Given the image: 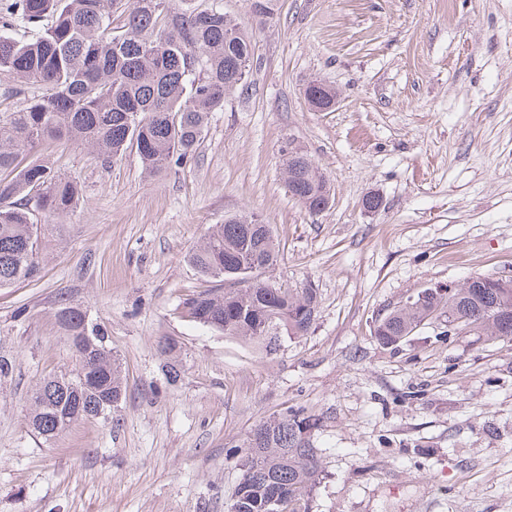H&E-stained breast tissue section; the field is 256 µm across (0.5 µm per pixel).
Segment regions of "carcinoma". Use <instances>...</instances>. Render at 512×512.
<instances>
[{"instance_id": "carcinoma-1", "label": "carcinoma", "mask_w": 512, "mask_h": 512, "mask_svg": "<svg viewBox=\"0 0 512 512\" xmlns=\"http://www.w3.org/2000/svg\"><path fill=\"white\" fill-rule=\"evenodd\" d=\"M111 0H0V72L37 89L0 122V288L30 281L40 272L38 227L32 209L62 215L76 204L75 184L42 164L19 166L28 147L43 141L89 147L110 164L130 149L150 173L180 166L195 152L211 113L244 80L254 50L252 35L224 9H179L171 0H131L121 33L113 31ZM22 27L29 37L9 31ZM310 104L327 108L336 92L311 83ZM285 185L313 215L332 201L331 185L305 151L286 149ZM279 249L270 225L250 213L225 216L187 255L202 275L230 284L186 299L189 320L245 339L282 330L305 335L319 309L313 288H271L262 272L275 268ZM457 297L443 300L427 288L410 305L379 320L377 342L392 346L438 310L479 336L498 337L487 313L512 307V281L485 274L468 278ZM60 331L90 338L73 370L37 385L29 424L50 440L78 420L112 417L125 395L122 369L107 331L85 322L78 305L54 313ZM177 343L164 346V375L180 378ZM317 419L290 410L251 430L240 458L241 477L230 512H306L305 498L319 476L311 434Z\"/></svg>"}]
</instances>
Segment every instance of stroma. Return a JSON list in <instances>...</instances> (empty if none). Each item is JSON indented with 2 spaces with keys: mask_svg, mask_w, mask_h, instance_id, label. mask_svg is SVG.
<instances>
[{
  "mask_svg": "<svg viewBox=\"0 0 512 512\" xmlns=\"http://www.w3.org/2000/svg\"><path fill=\"white\" fill-rule=\"evenodd\" d=\"M195 3L251 24L255 51L186 163L148 175L133 149L109 165L62 142L26 154L80 195L36 213L40 274L0 289V512H228L246 435L286 410L319 420L308 512H512V339L430 321L395 346L374 337L422 289L512 280V0H273L256 26L249 0ZM313 81L333 107L309 104ZM289 142L332 185L319 215L284 185ZM240 212L274 229L269 282L320 300L310 332L272 350L174 312L215 286L187 252ZM64 302L107 330L126 398L47 441L27 397L75 366Z\"/></svg>",
  "mask_w": 512,
  "mask_h": 512,
  "instance_id": "1",
  "label": "stroma"
}]
</instances>
